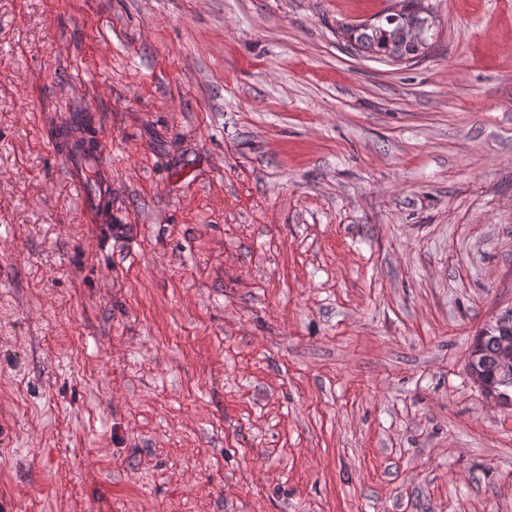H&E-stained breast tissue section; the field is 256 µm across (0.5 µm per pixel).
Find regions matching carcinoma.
<instances>
[{"label": "carcinoma", "mask_w": 512, "mask_h": 512, "mask_svg": "<svg viewBox=\"0 0 512 512\" xmlns=\"http://www.w3.org/2000/svg\"><path fill=\"white\" fill-rule=\"evenodd\" d=\"M398 10H386L373 21L355 25H344L350 46L368 56L386 62L409 63L426 57L432 45L433 18L416 7V0H402ZM64 145L77 158L93 156L95 139L92 129L78 120L61 131ZM496 330L490 327L475 337L473 348L480 353L483 373L487 381L497 383V388L510 391L512 387L498 382L500 377L495 364Z\"/></svg>", "instance_id": "obj_1"}]
</instances>
